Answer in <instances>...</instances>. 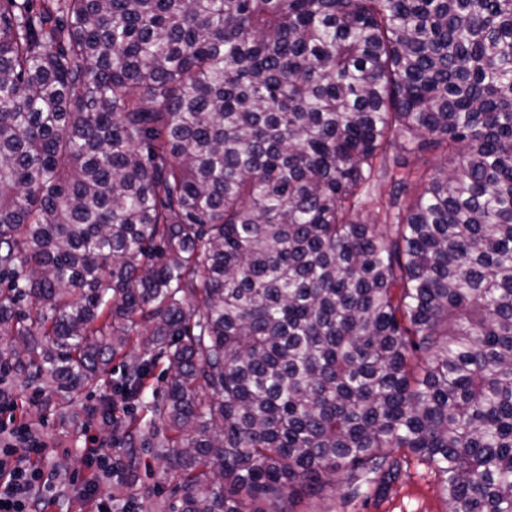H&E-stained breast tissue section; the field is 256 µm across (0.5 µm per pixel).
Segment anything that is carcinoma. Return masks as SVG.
I'll return each instance as SVG.
<instances>
[{
  "mask_svg": "<svg viewBox=\"0 0 512 512\" xmlns=\"http://www.w3.org/2000/svg\"><path fill=\"white\" fill-rule=\"evenodd\" d=\"M0 341L132 406L95 409L120 512L143 450L167 512L397 451L512 512V0H0ZM368 190L370 194L360 210L359 218L374 224H389L385 218L389 186L380 181H372Z\"/></svg>",
  "mask_w": 512,
  "mask_h": 512,
  "instance_id": "cac0c4a2",
  "label": "carcinoma"
}]
</instances>
